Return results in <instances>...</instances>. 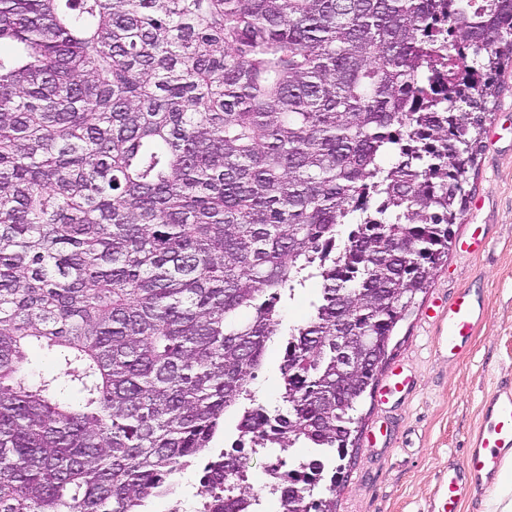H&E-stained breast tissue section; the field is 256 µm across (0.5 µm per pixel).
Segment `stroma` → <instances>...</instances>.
Segmentation results:
<instances>
[{"instance_id":"stroma-1","label":"stroma","mask_w":512,"mask_h":512,"mask_svg":"<svg viewBox=\"0 0 512 512\" xmlns=\"http://www.w3.org/2000/svg\"><path fill=\"white\" fill-rule=\"evenodd\" d=\"M500 84L497 110L470 179L474 194L454 227L461 238L471 225H485L488 244L474 254L451 249L426 294L397 328L393 361L414 372L418 387L405 402H390L384 410L368 399L362 403L365 431L388 421L393 438L386 450L360 448L336 497V512H432L449 464L462 461L481 422L483 399L498 388L512 387L511 68L502 73ZM477 281L484 288L488 315L475 330L470 351L453 361L433 309ZM283 342V337L273 338L250 382L258 402L270 406L280 401Z\"/></svg>"}]
</instances>
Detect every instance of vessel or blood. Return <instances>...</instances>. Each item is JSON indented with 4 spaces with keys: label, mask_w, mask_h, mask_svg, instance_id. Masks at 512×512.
<instances>
[{
    "label": "vessel or blood",
    "mask_w": 512,
    "mask_h": 512,
    "mask_svg": "<svg viewBox=\"0 0 512 512\" xmlns=\"http://www.w3.org/2000/svg\"><path fill=\"white\" fill-rule=\"evenodd\" d=\"M486 316L483 299L471 288L459 290L448 302L449 357H458ZM416 381L404 367H394L380 396L405 397ZM482 423L470 439L463 461L450 465L440 512H459L461 503L480 492L485 481L501 470L506 452L512 450V389L489 394L481 407Z\"/></svg>",
    "instance_id": "1"
}]
</instances>
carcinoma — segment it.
Listing matches in <instances>:
<instances>
[{"mask_svg":"<svg viewBox=\"0 0 512 512\" xmlns=\"http://www.w3.org/2000/svg\"><path fill=\"white\" fill-rule=\"evenodd\" d=\"M448 2L0 0V512H146L200 458L202 512H243L246 448L312 449L282 512H336L512 63V0ZM338 336L380 365L342 382ZM317 288H319V285L313 282L307 288L298 290L294 300L289 302L287 300L281 305L283 332L288 330V325H293L309 318L311 312L309 302L317 294ZM287 336H276L269 343L267 358L255 378L250 381V388L258 402L265 405L280 403L281 378L279 366L283 357V342ZM24 363L34 379L39 376H63L62 367L44 349L30 348L26 353Z\"/></svg>","mask_w":512,"mask_h":512,"instance_id":"obj_1","label":"carcinoma"}]
</instances>
